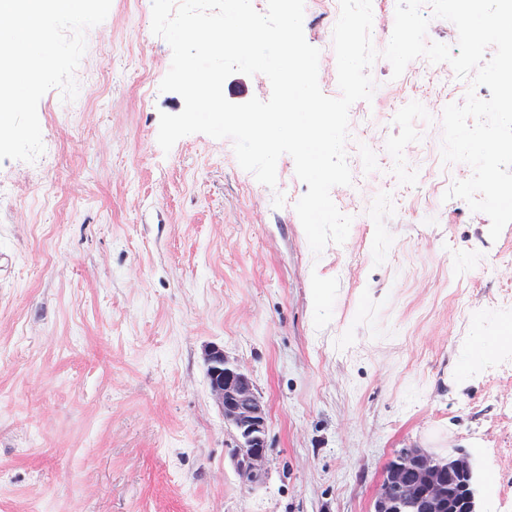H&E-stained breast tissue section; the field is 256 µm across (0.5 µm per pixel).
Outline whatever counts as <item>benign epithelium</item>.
Returning a JSON list of instances; mask_svg holds the SVG:
<instances>
[{"instance_id":"obj_1","label":"benign epithelium","mask_w":512,"mask_h":512,"mask_svg":"<svg viewBox=\"0 0 512 512\" xmlns=\"http://www.w3.org/2000/svg\"><path fill=\"white\" fill-rule=\"evenodd\" d=\"M211 393L233 431L232 460L246 485L264 482L268 454L267 412L251 375L224 349L204 352ZM374 512H481L473 458L460 451L448 458L424 448H404L387 466L373 501Z\"/></svg>"}]
</instances>
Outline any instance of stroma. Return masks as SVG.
<instances>
[{
	"instance_id": "obj_1",
	"label": "stroma",
	"mask_w": 512,
	"mask_h": 512,
	"mask_svg": "<svg viewBox=\"0 0 512 512\" xmlns=\"http://www.w3.org/2000/svg\"><path fill=\"white\" fill-rule=\"evenodd\" d=\"M151 0L87 30L75 99L48 91L43 153L0 161V512H371L394 453L472 454L482 512L512 494V223L443 195L441 115L468 81L418 60L369 73L349 111L353 218L314 255L291 156L270 188L233 143L170 152L168 43ZM335 14L305 0L319 86L340 94ZM493 343L469 364L473 337ZM216 345L268 413L267 478L248 488L208 383Z\"/></svg>"
}]
</instances>
